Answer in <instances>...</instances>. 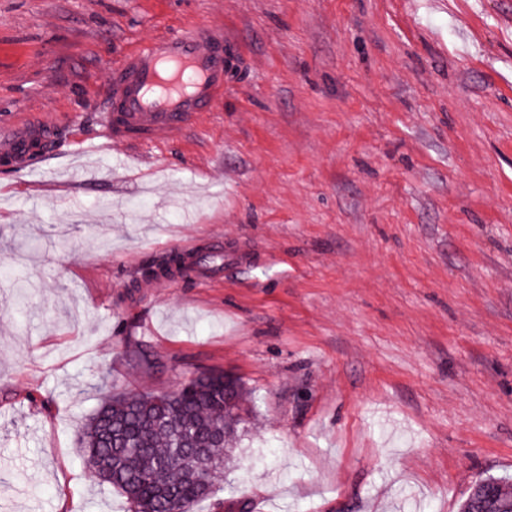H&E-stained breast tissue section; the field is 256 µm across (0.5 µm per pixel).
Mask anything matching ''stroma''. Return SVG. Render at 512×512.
Segmentation results:
<instances>
[{
    "instance_id": "obj_1",
    "label": "stroma",
    "mask_w": 512,
    "mask_h": 512,
    "mask_svg": "<svg viewBox=\"0 0 512 512\" xmlns=\"http://www.w3.org/2000/svg\"><path fill=\"white\" fill-rule=\"evenodd\" d=\"M188 22L238 54L220 109L80 152L110 62ZM75 110L66 158L0 169V512H128L84 420L201 371L249 402L195 512L512 477V0H0V113ZM172 241L221 275L165 277Z\"/></svg>"
}]
</instances>
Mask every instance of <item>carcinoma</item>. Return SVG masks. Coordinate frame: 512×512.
Returning a JSON list of instances; mask_svg holds the SVG:
<instances>
[{
    "label": "carcinoma",
    "instance_id": "1",
    "mask_svg": "<svg viewBox=\"0 0 512 512\" xmlns=\"http://www.w3.org/2000/svg\"><path fill=\"white\" fill-rule=\"evenodd\" d=\"M244 402L243 387L222 373L198 374L171 392L108 395L82 429L84 462L132 512H194L224 477ZM488 488L499 512H512V486L493 477L473 487L461 512Z\"/></svg>",
    "mask_w": 512,
    "mask_h": 512
}]
</instances>
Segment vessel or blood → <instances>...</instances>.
<instances>
[{
  "mask_svg": "<svg viewBox=\"0 0 512 512\" xmlns=\"http://www.w3.org/2000/svg\"><path fill=\"white\" fill-rule=\"evenodd\" d=\"M232 59L224 27L189 23L124 54L108 71L100 136L112 145L166 143L195 126L224 99ZM79 114L61 124L47 114L0 113V160L12 171L35 170L60 154Z\"/></svg>",
  "mask_w": 512,
  "mask_h": 512,
  "instance_id": "vessel-or-blood-1",
  "label": "vessel or blood"
}]
</instances>
